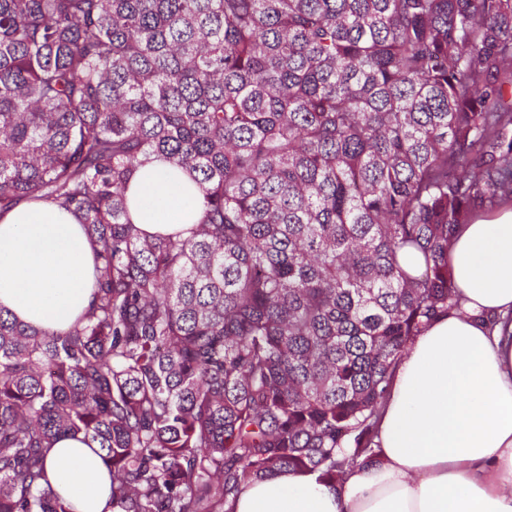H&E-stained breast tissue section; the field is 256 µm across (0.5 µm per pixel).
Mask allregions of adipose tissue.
Here are the masks:
<instances>
[{
    "label": "adipose tissue",
    "instance_id": "ef3b65f1",
    "mask_svg": "<svg viewBox=\"0 0 512 512\" xmlns=\"http://www.w3.org/2000/svg\"><path fill=\"white\" fill-rule=\"evenodd\" d=\"M149 233H189L201 195L155 160L129 189ZM460 309L409 345L379 422L376 459L334 484L315 473L254 483L237 512H512V206L464 225L450 252ZM94 246L82 224L48 203L0 215V310L43 329L87 308ZM47 478L79 512H105L110 475L95 449L64 439Z\"/></svg>",
    "mask_w": 512,
    "mask_h": 512
}]
</instances>
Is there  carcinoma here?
Returning a JSON list of instances; mask_svg holds the SVG:
<instances>
[{
  "label": "carcinoma",
  "instance_id": "obj_1",
  "mask_svg": "<svg viewBox=\"0 0 512 512\" xmlns=\"http://www.w3.org/2000/svg\"><path fill=\"white\" fill-rule=\"evenodd\" d=\"M511 93L512 0H0V214L51 202L96 246L76 322L0 311V512H76L62 438L112 512L376 456L398 363L461 306L453 238L512 200ZM153 159L202 192L186 237L131 218ZM47 478L79 512H104L107 508L110 475L96 448L73 439L61 440L50 453Z\"/></svg>",
  "mask_w": 512,
  "mask_h": 512
}]
</instances>
